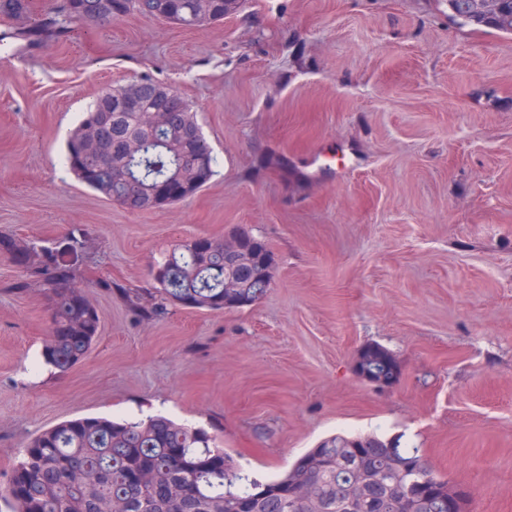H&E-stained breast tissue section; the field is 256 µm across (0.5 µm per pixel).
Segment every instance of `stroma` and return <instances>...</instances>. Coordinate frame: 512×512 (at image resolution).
I'll return each instance as SVG.
<instances>
[{"instance_id": "obj_1", "label": "stroma", "mask_w": 512, "mask_h": 512, "mask_svg": "<svg viewBox=\"0 0 512 512\" xmlns=\"http://www.w3.org/2000/svg\"><path fill=\"white\" fill-rule=\"evenodd\" d=\"M147 79L191 103L214 175L132 212L78 181L65 142L101 90ZM239 229L272 252L260 301L161 302L176 245ZM74 230L101 324L66 376L40 363L44 290L11 292L0 255V486L60 421L161 414L262 481L375 435L420 448L467 512H512V35L445 0H239L199 27L132 13L0 50V236ZM129 289L162 311L139 318ZM369 343L399 363L391 387L356 375Z\"/></svg>"}]
</instances>
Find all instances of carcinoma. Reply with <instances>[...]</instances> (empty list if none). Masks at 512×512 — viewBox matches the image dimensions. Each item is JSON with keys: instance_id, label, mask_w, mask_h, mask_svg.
I'll return each mask as SVG.
<instances>
[{"instance_id": "carcinoma-1", "label": "carcinoma", "mask_w": 512, "mask_h": 512, "mask_svg": "<svg viewBox=\"0 0 512 512\" xmlns=\"http://www.w3.org/2000/svg\"><path fill=\"white\" fill-rule=\"evenodd\" d=\"M232 0H61L25 29L10 26L0 34V46L9 40L29 48L70 36L79 24L114 22L132 12L183 26L224 20ZM450 16L465 25L512 35V0H497L488 13L478 0H447ZM30 11L29 0H0V17L7 20ZM159 83L120 85L103 91L83 113L67 141L66 161L87 187L130 210L140 195L183 173L186 189L163 196L159 208L198 193L213 177L215 159L190 104L167 113L153 132L144 113L167 107ZM132 95L137 111L112 105V121L105 119L107 94ZM101 123V150L83 156L78 141L92 120ZM143 141L140 155L128 162L132 182H112V166L124 158L128 137ZM85 235L70 233L65 245L50 247L37 241L19 244L0 237V251L23 270L10 287L46 290L51 310L49 334L43 345V364L63 376L80 362L100 329L98 309L76 284L75 265L66 250L84 248ZM158 263L153 279L164 299H191L198 309L221 310L224 299L222 239L210 238L195 252L189 243ZM374 369L395 381V357L378 344L364 346ZM382 476L372 483L369 478ZM426 485L441 488L439 478L418 448L387 446L376 436L337 435L299 456L285 474L268 481L243 473L224 449L205 431L155 415L145 419L114 420L84 416L47 428L22 449L0 500L9 512H391L392 501L404 500L402 512H448L444 493L422 494ZM303 486L314 505L293 499L290 491Z\"/></svg>"}]
</instances>
